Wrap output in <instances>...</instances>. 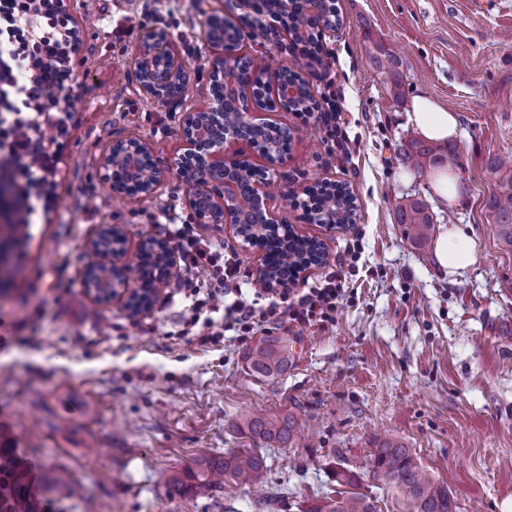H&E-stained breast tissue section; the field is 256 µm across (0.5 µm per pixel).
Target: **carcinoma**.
<instances>
[{
  "instance_id": "cac0c4a2",
  "label": "carcinoma",
  "mask_w": 512,
  "mask_h": 512,
  "mask_svg": "<svg viewBox=\"0 0 512 512\" xmlns=\"http://www.w3.org/2000/svg\"><path fill=\"white\" fill-rule=\"evenodd\" d=\"M248 12L241 17L244 28L230 27L224 37L241 42L244 38L253 41L263 39L264 18L281 8L280 0H251L246 5ZM288 32L301 45L296 51L295 68L287 69L288 82L296 87L298 96L293 100L291 111L303 115L313 111L314 98L306 82L299 75L303 69H315L326 65L320 38L319 22L327 17L341 26L339 10L330 0L318 6V12L308 10L307 0H288L285 11ZM407 162L420 170L443 166H460L456 144L444 145L432 141L412 139L404 149ZM257 175L250 166L242 168L238 177L237 196L246 207L243 211L246 233L255 247L264 251V260L269 266L266 276L283 280L303 266L321 261L323 246L317 240L297 235L293 229L273 227L256 221L249 197V185ZM307 201L302 203L304 214L312 221L326 216L344 226L356 220V197L346 183L338 182L326 186L320 182L307 187ZM488 208L497 226L500 246L512 252V169L498 177L495 192L488 198ZM398 223L405 225L411 242L425 248L430 245L432 216L428 205L420 198L410 197L398 208ZM21 228L10 225L3 230L7 246L0 247V270L11 272L12 250L8 244L17 240ZM155 258L142 252L134 267L142 281V287H151L148 274ZM248 371L259 378L279 376L288 370V349L278 339L263 337L256 340L244 356ZM243 425L250 435L262 442L285 445L293 438L296 419L291 414L283 416L245 415ZM11 439L0 433V512H41L40 502L32 491L29 472L24 462L10 448ZM372 477L395 488L406 505L407 512H457V504L448 488L436 482L431 473L416 459L414 453L403 443L386 440L375 448L368 461ZM266 464L260 454L246 448L233 450L218 457H204L184 477L172 480L179 492L210 489L221 481L252 488L262 486L265 481ZM305 512H379L372 498L358 492L332 499H319L307 507Z\"/></svg>"
}]
</instances>
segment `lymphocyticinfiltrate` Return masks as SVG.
<instances>
[{"mask_svg":"<svg viewBox=\"0 0 512 512\" xmlns=\"http://www.w3.org/2000/svg\"><path fill=\"white\" fill-rule=\"evenodd\" d=\"M61 47L58 21L32 13L28 0H0V151L27 185H44L57 165L56 155L42 148L45 130L63 128L67 111L44 114L23 111L33 86L69 94L70 72L57 56ZM179 267L185 272L179 288L193 301L194 316L183 322V335H194L202 345L223 339L235 331L248 341L258 327L333 323L342 297L339 271L325 274L323 282L294 290L259 287L256 277L224 255L223 245L203 236L193 224H170ZM208 318H199L202 310Z\"/></svg>","mask_w":512,"mask_h":512,"instance_id":"obj_1","label":"lymphocytic infiltrate"}]
</instances>
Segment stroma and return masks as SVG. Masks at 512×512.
<instances>
[{
	"mask_svg": "<svg viewBox=\"0 0 512 512\" xmlns=\"http://www.w3.org/2000/svg\"><path fill=\"white\" fill-rule=\"evenodd\" d=\"M224 6L70 0L83 29L71 116L63 133L45 131L60 163L32 200L17 273L0 290V428L32 469L42 512H303L339 491L343 469L380 512H402L366 467L386 438L411 448L457 512H503L512 504V252L500 248L486 201L493 162L512 160V0H337L343 24L324 34L328 64L309 78L316 108L270 114L293 133L274 184L282 216L327 253L301 280L317 284L333 268L344 276L334 323L270 330L288 346L286 373L251 375L232 338L202 346L180 335L189 303L174 282L142 312L85 288L88 245L103 225L124 229L133 259L144 238L159 237L162 212L197 224L177 174L152 197L122 198L101 158L135 136L159 165L172 159L181 112L209 84L206 21ZM155 26L191 71L179 105L147 98L134 76L140 36ZM378 46L398 62V93L370 63ZM420 95L460 120L469 193L455 207L434 196L430 172L402 160L418 135L407 114ZM326 180L352 187L355 224H310L292 207L303 187ZM410 196L428 204L436 233L465 225L476 246L470 269L448 274L433 249L411 243L397 222ZM198 226L243 268L262 265V251L230 226ZM247 414L294 415L305 437L285 448L253 440L239 428ZM239 448L265 457L268 505L233 484L174 489L197 460ZM59 468L74 492L48 485Z\"/></svg>",
	"mask_w": 512,
	"mask_h": 512,
	"instance_id": "35a3bbf8",
	"label": "stroma"
}]
</instances>
